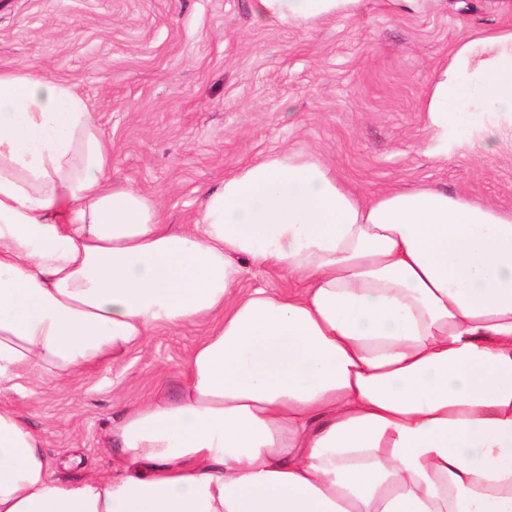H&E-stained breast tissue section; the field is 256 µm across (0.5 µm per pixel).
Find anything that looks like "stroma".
I'll return each instance as SVG.
<instances>
[{
	"label": "stroma",
	"instance_id": "stroma-1",
	"mask_svg": "<svg viewBox=\"0 0 512 512\" xmlns=\"http://www.w3.org/2000/svg\"><path fill=\"white\" fill-rule=\"evenodd\" d=\"M253 0H0V69L28 68L84 97L112 168L192 224L206 190L282 151L318 156L361 198L433 186L512 212V141L449 131L432 151L430 77L465 35L512 29L501 0H435L301 27L256 21ZM205 325L162 328L73 378L0 390L43 440L55 477L111 469L125 404L176 397Z\"/></svg>",
	"mask_w": 512,
	"mask_h": 512
}]
</instances>
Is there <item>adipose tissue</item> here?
<instances>
[{
	"label": "adipose tissue",
	"mask_w": 512,
	"mask_h": 512,
	"mask_svg": "<svg viewBox=\"0 0 512 512\" xmlns=\"http://www.w3.org/2000/svg\"><path fill=\"white\" fill-rule=\"evenodd\" d=\"M362 0H254L298 27ZM436 149L512 140V31L433 75ZM72 85L0 70V389L211 325L172 400L127 406L110 472L55 478L0 405V512H512V213L423 186L359 199L283 151L193 224L116 177ZM293 284L243 290L247 267Z\"/></svg>",
	"instance_id": "ef3b65f1"
}]
</instances>
